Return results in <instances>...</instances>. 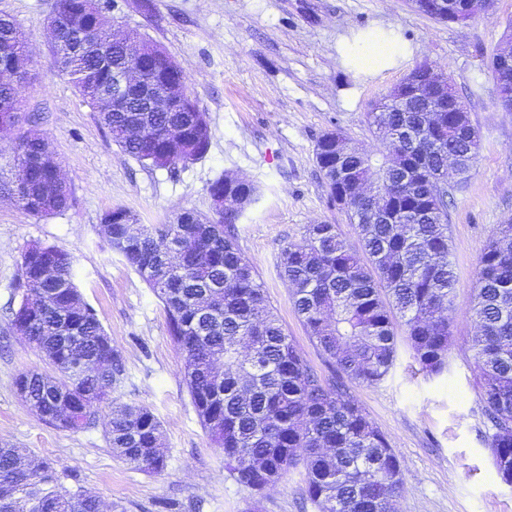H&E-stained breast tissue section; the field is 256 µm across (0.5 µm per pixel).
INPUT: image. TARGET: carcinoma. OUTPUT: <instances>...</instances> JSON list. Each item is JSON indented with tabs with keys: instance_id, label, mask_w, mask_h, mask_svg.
I'll use <instances>...</instances> for the list:
<instances>
[{
	"instance_id": "obj_1",
	"label": "carcinoma",
	"mask_w": 512,
	"mask_h": 512,
	"mask_svg": "<svg viewBox=\"0 0 512 512\" xmlns=\"http://www.w3.org/2000/svg\"><path fill=\"white\" fill-rule=\"evenodd\" d=\"M118 0H57L49 18L56 72L98 112L101 125L129 157L148 166L176 169L208 152L206 113L186 93L178 64L156 46L143 61L144 76L169 89L172 112H118L108 90L120 59L112 38ZM440 21L470 18L466 0H446ZM92 42L94 57L75 58L65 45ZM30 50L18 24L0 16V71L23 75ZM500 92H512V54L491 61ZM15 89L0 85V137L12 141L17 171L13 192L24 211L47 217L67 208L70 190L58 176L48 143L22 126L14 111ZM419 97H387L367 113L380 138L374 151L324 133L314 155L330 201L357 226L362 254L352 251L334 224H310L303 238L286 245L279 274L309 336L351 382L382 381L397 357L403 328L421 370L439 374L452 342L448 312L456 276L449 259L448 197L439 184L448 157L466 177L480 140L467 107L460 112H420ZM378 184L379 197L361 191ZM231 207L220 208L224 193ZM214 216L182 210L172 224L135 233L137 217L116 207L111 247L162 301L169 336L184 354L183 379L204 429L224 452V468L241 486L262 487L302 465L317 512H393L403 486L401 461L391 443L344 386L327 384L307 364L268 301L253 262L240 250L236 224L258 200L248 179L230 186L219 177L208 185ZM21 300L12 325L44 352L52 371L22 372L16 387L25 403L60 428L95 424L87 395L111 391L125 364L93 309L75 284L74 259L66 250L35 243L21 256ZM470 316L479 334L471 340L474 384L493 430V466L512 481V224H501L479 260ZM106 434L126 464L160 472L165 459L162 425L153 410L112 400ZM23 449L0 443V512H101L99 500L55 482L45 463L22 466Z\"/></svg>"
}]
</instances>
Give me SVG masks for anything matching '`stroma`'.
Masks as SVG:
<instances>
[{
  "mask_svg": "<svg viewBox=\"0 0 512 512\" xmlns=\"http://www.w3.org/2000/svg\"><path fill=\"white\" fill-rule=\"evenodd\" d=\"M135 3L124 0L119 23L175 59L208 117V153L174 171L125 155L97 112L56 73L47 24L56 0H0V15L17 22L32 51L19 110L35 118L72 192L69 207L48 217L0 192V440L27 449L63 486L82 485L110 510L317 512L302 467L259 494L229 476L182 381L184 356L168 334L164 307L112 250L101 219L117 206L143 224L170 223L184 209L207 214L210 182L227 173L252 180L260 198L237 223L238 245L304 358L324 380L337 379L293 308L279 256L306 225L320 223L336 225L359 249L355 225L319 179L315 144L338 128L357 146L375 149L379 140L366 118L371 103L428 61L466 103L480 137L478 160L448 208L457 278L448 366L423 373L402 338L389 375L372 386L350 384L349 393L400 458L395 512H512V486L497 476L487 448L491 430L469 363L477 324L466 314L492 231L512 222V112L502 109L490 69L493 54L508 45L512 0H491L464 23L431 18L409 0H150L146 13ZM375 35L389 36L404 53L385 70L359 71L347 47ZM35 242L73 255L82 297L126 367L116 397L149 405L162 424L163 472L136 470L115 456L105 433L109 402L94 404L95 427L73 432L43 421L18 393L19 373L48 368L44 354L17 335L10 314L20 299L21 254Z\"/></svg>",
  "mask_w": 512,
  "mask_h": 512,
  "instance_id": "35a3bbf8",
  "label": "stroma"
}]
</instances>
